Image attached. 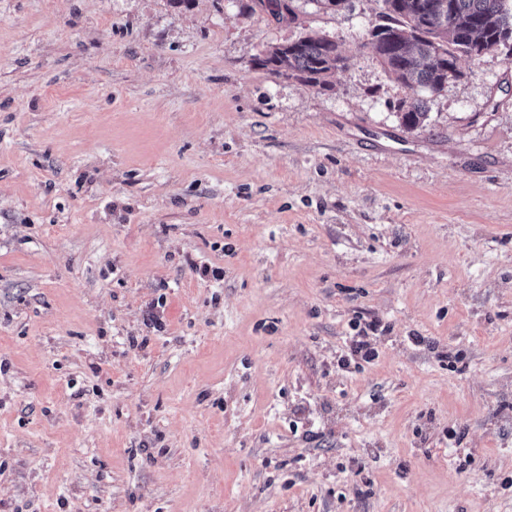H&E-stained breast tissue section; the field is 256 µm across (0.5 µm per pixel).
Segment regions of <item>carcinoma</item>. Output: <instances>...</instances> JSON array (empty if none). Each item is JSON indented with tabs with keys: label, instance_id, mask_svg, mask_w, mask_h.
I'll list each match as a JSON object with an SVG mask.
<instances>
[{
	"label": "carcinoma",
	"instance_id": "1",
	"mask_svg": "<svg viewBox=\"0 0 512 512\" xmlns=\"http://www.w3.org/2000/svg\"><path fill=\"white\" fill-rule=\"evenodd\" d=\"M372 46L388 74L413 95L397 105V117L417 129L427 119V100L419 95L441 87L459 58L480 57L512 31V0H382ZM508 48V47H506ZM512 53V47L508 48ZM336 41L300 36L267 50L256 63L272 73L322 89L336 71Z\"/></svg>",
	"mask_w": 512,
	"mask_h": 512
}]
</instances>
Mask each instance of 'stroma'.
<instances>
[{
    "label": "stroma",
    "mask_w": 512,
    "mask_h": 512,
    "mask_svg": "<svg viewBox=\"0 0 512 512\" xmlns=\"http://www.w3.org/2000/svg\"><path fill=\"white\" fill-rule=\"evenodd\" d=\"M253 4L0 0V512H512V57ZM344 64V58L336 47V41L327 37L300 36L285 44L267 50L256 63L272 73L286 78H297L312 86L327 89V78ZM353 327V330L357 331L354 336H350L347 355L338 362L341 369H348L352 361L355 367H359L361 364L357 362L358 360L370 363L378 356L375 341L379 323L371 320L363 324L358 322Z\"/></svg>",
    "instance_id": "stroma-1"
}]
</instances>
